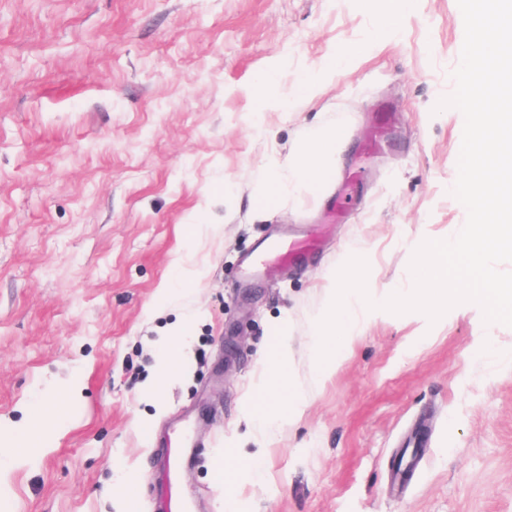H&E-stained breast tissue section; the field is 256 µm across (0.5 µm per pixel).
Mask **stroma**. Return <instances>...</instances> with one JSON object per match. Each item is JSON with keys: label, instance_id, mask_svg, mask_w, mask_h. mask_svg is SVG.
<instances>
[{"label": "stroma", "instance_id": "1", "mask_svg": "<svg viewBox=\"0 0 512 512\" xmlns=\"http://www.w3.org/2000/svg\"><path fill=\"white\" fill-rule=\"evenodd\" d=\"M375 29L361 0H0V441L30 417L45 443L35 462L0 460V512H149L170 455L195 512H512V365L476 351L512 352V327L486 328L474 303L434 323L384 311L317 377L313 321L345 248L369 252L379 296L467 217L451 193L464 119L436 108L464 42L457 0H407L395 35ZM347 45L317 98L254 123L269 69L285 99ZM329 126L347 137L330 183L257 213L265 168ZM358 164L359 210L326 222ZM304 230L319 238L305 264L245 280L260 240ZM189 268L199 281L183 282ZM188 316L182 370L154 404L142 391ZM283 333L305 406L261 434L244 404ZM67 385L64 414L42 419ZM183 423L194 447L144 434ZM420 428L416 479L386 492ZM229 447L260 468L221 488Z\"/></svg>", "mask_w": 512, "mask_h": 512}]
</instances>
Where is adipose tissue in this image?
<instances>
[{"mask_svg": "<svg viewBox=\"0 0 512 512\" xmlns=\"http://www.w3.org/2000/svg\"><path fill=\"white\" fill-rule=\"evenodd\" d=\"M343 142L336 128H311L300 135V146L287 168L271 164L257 199L259 209L278 206L289 195L323 187L331 171L327 156ZM186 355V329L174 327L162 343L160 360L154 378L145 392L157 397L166 381L175 376ZM288 341L280 339L263 359L264 389L259 397L247 403L248 416L256 428L284 427L300 413L303 398L290 381L287 369Z\"/></svg>", "mask_w": 512, "mask_h": 512, "instance_id": "ef3b65f1", "label": "adipose tissue"}]
</instances>
